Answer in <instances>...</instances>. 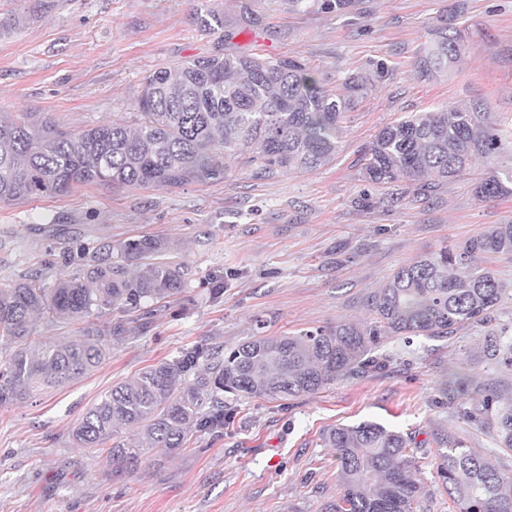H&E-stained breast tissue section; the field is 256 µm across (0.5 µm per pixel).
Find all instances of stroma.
I'll list each match as a JSON object with an SVG mask.
<instances>
[{
  "label": "stroma",
  "mask_w": 512,
  "mask_h": 512,
  "mask_svg": "<svg viewBox=\"0 0 512 512\" xmlns=\"http://www.w3.org/2000/svg\"><path fill=\"white\" fill-rule=\"evenodd\" d=\"M197 0H56L30 14L28 0H0L27 17L0 36V113L51 118L78 131L130 118L158 64L208 55L215 36L192 22ZM259 25L234 48L303 60L328 86L369 77L368 97L343 121L335 160L313 172L255 176L235 168L221 181L178 188L98 185L0 207V280L78 274L92 249L139 236L169 241L188 269L181 301L113 344L89 375L0 406V512H321L340 492L336 459L321 433L375 421L413 435L422 512H450L433 469L434 435L464 437L503 474L492 413L512 398V366L491 345L512 344V290L487 320L449 339L391 338L381 367L298 398L224 402L223 433L197 431L180 455L146 450L131 473L106 454L78 448L71 430L111 389L198 342L226 347L257 331L293 334L368 319L371 292L411 258L459 244L492 224H512V194L475 195L470 172L426 194L366 181L358 158L386 124L442 106L483 112L496 129L491 160L512 170V0H363L357 20L292 14L284 0H251ZM465 30L447 76L419 79L414 61L435 29ZM224 281V293L212 287ZM470 393L450 391V375Z\"/></svg>",
  "instance_id": "stroma-1"
}]
</instances>
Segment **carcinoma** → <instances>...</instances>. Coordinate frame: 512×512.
Segmentation results:
<instances>
[{"label": "carcinoma", "mask_w": 512, "mask_h": 512, "mask_svg": "<svg viewBox=\"0 0 512 512\" xmlns=\"http://www.w3.org/2000/svg\"><path fill=\"white\" fill-rule=\"evenodd\" d=\"M288 10L360 13V0H286ZM203 32L220 34L206 55L153 70L137 97L132 121L78 132L49 118L0 116V207L64 195L78 186L178 188L222 181L230 166L256 174L315 170L336 158L345 114L368 94L370 80L350 76L329 89L301 60L226 51L257 23L243 0L239 18L224 16L222 0H199L193 17ZM20 14L0 15V35L18 30ZM465 30L444 27L420 51L424 79L448 74L464 50ZM499 136L479 112L442 107L383 127L361 155L362 175L374 183L434 187L476 165L487 167L477 197L499 196L512 184L488 167ZM487 254L512 257V224H494L462 244L444 246L398 267L370 296L368 325L338 321L288 336H260L228 350L198 343L112 387L72 430L79 448L112 441L115 472L134 470L143 451L176 455L193 430L224 432L233 414L224 394L270 400L312 394L374 365L372 347L384 338L444 340L461 326L486 320L507 290ZM187 269L161 238L100 244L79 275L53 284L42 275L0 282V405L40 388L63 387L96 367L112 342L129 332L110 321L119 311L141 318L180 295ZM39 318L86 321L82 335L33 339ZM136 427L125 444L118 429ZM500 447L512 451V404L493 424ZM334 450L339 496L324 512H417L420 486L412 436L373 422L336 425L322 434ZM434 465L454 512H512V476L499 472L454 433L435 438Z\"/></svg>", "instance_id": "carcinoma-1"}]
</instances>
